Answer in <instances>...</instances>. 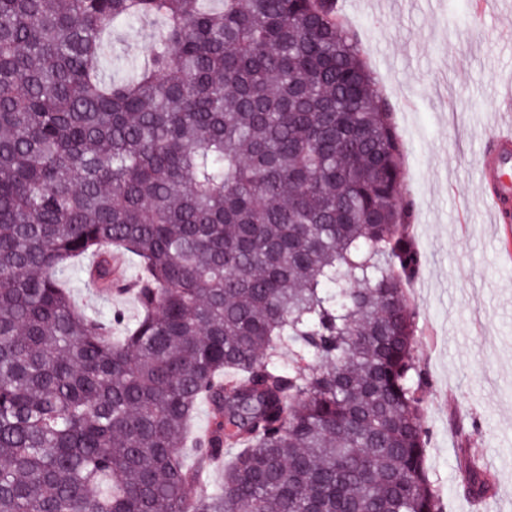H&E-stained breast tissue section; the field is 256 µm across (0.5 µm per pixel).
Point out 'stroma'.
<instances>
[{
    "label": "stroma",
    "instance_id": "1",
    "mask_svg": "<svg viewBox=\"0 0 512 512\" xmlns=\"http://www.w3.org/2000/svg\"><path fill=\"white\" fill-rule=\"evenodd\" d=\"M471 2L338 8L406 148L402 193L416 205L410 234L423 263L405 291L427 378V467L444 512H512V243L490 220L478 172L493 126L512 125V0H486L478 15ZM67 283L101 316L138 314L133 294L97 297L77 271ZM466 457L487 473L482 498L463 493Z\"/></svg>",
    "mask_w": 512,
    "mask_h": 512
}]
</instances>
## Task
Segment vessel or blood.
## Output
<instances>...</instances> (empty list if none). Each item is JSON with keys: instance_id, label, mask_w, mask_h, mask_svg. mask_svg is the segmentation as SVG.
Masks as SVG:
<instances>
[{"instance_id": "b4317fda", "label": "vessel or blood", "mask_w": 512, "mask_h": 512, "mask_svg": "<svg viewBox=\"0 0 512 512\" xmlns=\"http://www.w3.org/2000/svg\"><path fill=\"white\" fill-rule=\"evenodd\" d=\"M480 182L496 223L512 224V129L495 131L480 159Z\"/></svg>"}]
</instances>
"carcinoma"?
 <instances>
[{"label": "carcinoma", "instance_id": "cac0c4a2", "mask_svg": "<svg viewBox=\"0 0 512 512\" xmlns=\"http://www.w3.org/2000/svg\"><path fill=\"white\" fill-rule=\"evenodd\" d=\"M404 155L334 0H0V512H443ZM74 296L87 304L89 309L96 310L101 316H108L115 308L124 312L127 322L133 323L138 314L137 301L132 292L125 294H112V298L95 296L84 286V276L80 271H74L65 279Z\"/></svg>", "mask_w": 512, "mask_h": 512}]
</instances>
